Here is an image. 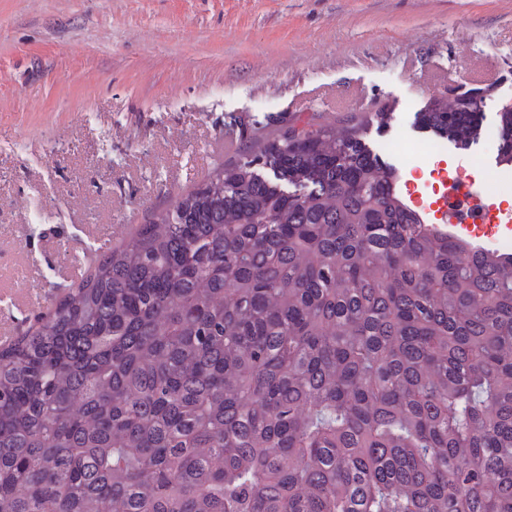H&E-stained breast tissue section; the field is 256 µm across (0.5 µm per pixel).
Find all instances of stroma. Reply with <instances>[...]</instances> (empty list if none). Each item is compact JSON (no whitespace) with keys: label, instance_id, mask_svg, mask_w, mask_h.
<instances>
[{"label":"stroma","instance_id":"35a3bbf8","mask_svg":"<svg viewBox=\"0 0 512 512\" xmlns=\"http://www.w3.org/2000/svg\"><path fill=\"white\" fill-rule=\"evenodd\" d=\"M481 87L512 101V0H0V327L18 336L73 285L82 241L120 243L246 144L289 123L389 108L373 154L431 142L417 114ZM232 138L230 150L217 145ZM498 142L414 155L512 196Z\"/></svg>","mask_w":512,"mask_h":512}]
</instances>
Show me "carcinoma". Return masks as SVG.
Here are the masks:
<instances>
[{"label": "carcinoma", "instance_id": "obj_1", "mask_svg": "<svg viewBox=\"0 0 512 512\" xmlns=\"http://www.w3.org/2000/svg\"><path fill=\"white\" fill-rule=\"evenodd\" d=\"M482 92L421 128L468 148ZM362 128L250 145L0 347V512H512V260ZM437 177L433 176L434 182L428 183L427 181L417 182L420 178H415L412 183H409V200L412 208L415 210L431 209L433 205H438V210L441 209L442 204L447 192L448 197L445 201V217L446 223L444 226L448 227V234L452 235V231L458 225V207L460 201L457 199L462 189L451 185L448 191V185L454 183L459 178V173L455 170L454 173H447L445 171L437 170Z\"/></svg>", "mask_w": 512, "mask_h": 512}]
</instances>
